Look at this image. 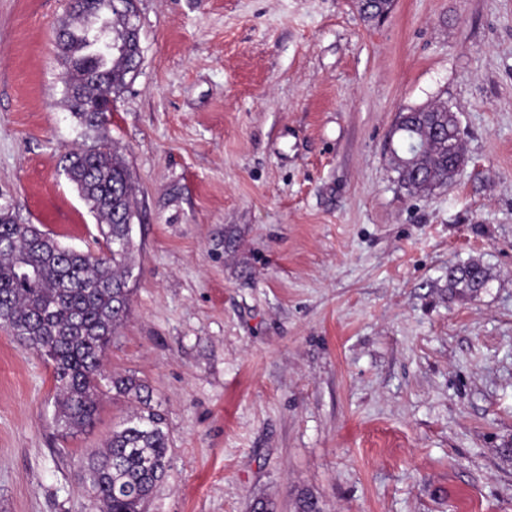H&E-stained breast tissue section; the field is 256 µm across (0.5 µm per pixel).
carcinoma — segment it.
Returning a JSON list of instances; mask_svg holds the SVG:
<instances>
[{
    "mask_svg": "<svg viewBox=\"0 0 512 512\" xmlns=\"http://www.w3.org/2000/svg\"><path fill=\"white\" fill-rule=\"evenodd\" d=\"M125 19L112 0H77L58 35V55L74 66L82 81V99H68L69 110L88 131L91 142L66 156L64 173L89 210L110 255L94 258L61 245L34 224L17 223L12 204L0 202V328L48 363L55 387L56 422L68 430L94 425L102 393L103 355L125 322L134 264L132 225L134 185L122 154L101 133L97 112L85 104L107 92L117 93L133 79L139 58L127 50ZM433 123L448 132L422 154L420 181L397 167L398 181L417 191L445 185L458 171L454 156L463 154L457 123L446 112L412 114L396 123L390 136L413 153L421 130ZM35 274L21 277L23 269ZM488 282L485 270L472 263L448 271V287L474 291ZM112 389L139 404L105 448L88 458L87 470L99 512H146L169 463L170 442L163 416L151 407L148 388L129 375L115 374Z\"/></svg>",
    "mask_w": 512,
    "mask_h": 512,
    "instance_id": "cac0c4a2",
    "label": "carcinoma"
}]
</instances>
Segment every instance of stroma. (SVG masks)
Returning <instances> with one entry per match:
<instances>
[{"mask_svg":"<svg viewBox=\"0 0 512 512\" xmlns=\"http://www.w3.org/2000/svg\"><path fill=\"white\" fill-rule=\"evenodd\" d=\"M66 0H0V193L96 252L63 172ZM105 135L136 186L106 374L149 386L170 462L148 512H512V0H137ZM455 112L464 165L401 186L400 111ZM476 263L486 288L448 285ZM58 428L50 367L0 329V512H95L83 468L131 414Z\"/></svg>","mask_w":512,"mask_h":512,"instance_id":"1","label":"stroma"}]
</instances>
